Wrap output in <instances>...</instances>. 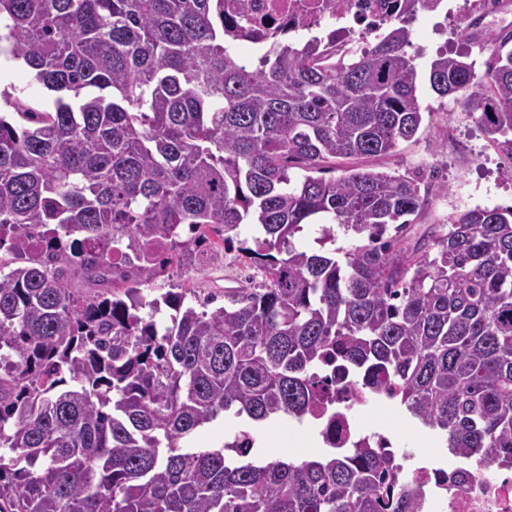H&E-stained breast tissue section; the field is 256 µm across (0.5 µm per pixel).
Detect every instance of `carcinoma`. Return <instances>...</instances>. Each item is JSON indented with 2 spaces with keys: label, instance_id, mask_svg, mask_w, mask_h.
Returning <instances> with one entry per match:
<instances>
[{
  "label": "carcinoma",
  "instance_id": "carcinoma-1",
  "mask_svg": "<svg viewBox=\"0 0 512 512\" xmlns=\"http://www.w3.org/2000/svg\"><path fill=\"white\" fill-rule=\"evenodd\" d=\"M411 32L336 57L283 44L248 67L224 0H0V43L54 94L0 91V512H411L374 448L264 461L182 448L226 411L301 420L317 366L380 372L466 467L512 469V207L432 244L404 234L423 180L336 159L389 156L424 114ZM477 80L439 54L428 82L512 158V30ZM363 243L299 249L314 219ZM242 224L263 272L212 311L144 280ZM127 265L112 271V249Z\"/></svg>",
  "mask_w": 512,
  "mask_h": 512
}]
</instances>
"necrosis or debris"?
<instances>
[{"instance_id": "necrosis-or-debris-1", "label": "necrosis or debris", "mask_w": 512, "mask_h": 512, "mask_svg": "<svg viewBox=\"0 0 512 512\" xmlns=\"http://www.w3.org/2000/svg\"><path fill=\"white\" fill-rule=\"evenodd\" d=\"M463 12L482 18L506 14L501 0H465L459 10L447 0H224V26L234 32L238 44L255 51L287 38L332 34L341 54L364 49L407 18L455 22ZM321 371L335 373L336 383L308 414L319 431L316 441L304 444V451L395 448L387 432L376 431L359 419L370 405L387 407L388 395H373L359 378L335 363H325ZM410 458L399 481L413 494V512H512V470L473 469L465 482L456 483L446 478L451 465L448 455L433 444L420 442Z\"/></svg>"}]
</instances>
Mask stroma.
<instances>
[{"label": "stroma", "instance_id": "35a3bbf8", "mask_svg": "<svg viewBox=\"0 0 512 512\" xmlns=\"http://www.w3.org/2000/svg\"><path fill=\"white\" fill-rule=\"evenodd\" d=\"M494 21L485 20L478 26H465L462 33L449 40H428L425 30L413 28L408 54L414 55L419 72H426L438 50L449 55H468L475 64L476 73H483L485 62L495 45ZM481 36L480 53H472L470 41ZM0 86L16 94L36 100H50V93L35 82L28 67L20 61L0 59ZM421 103L432 112L430 122L424 123L415 140L401 144L395 155L359 158L353 161L337 160L327 168L326 177L335 178L347 167L356 165L396 174H432L429 201L424 212L412 224L410 241L447 233L454 219L475 207L512 206V158L501 152L487 137L480 124L470 120L457 102L439 98L428 84H420ZM256 231L253 225H241L237 243L219 247L210 252L201 264L188 267L171 263L157 280L163 288H185L194 296L214 299L223 305L228 288H253L263 281L260 269L242 258L237 244L252 241ZM308 425L298 424L282 415L271 418L262 427V442L258 454L293 455L294 442L312 439Z\"/></svg>", "mask_w": 512, "mask_h": 512}]
</instances>
